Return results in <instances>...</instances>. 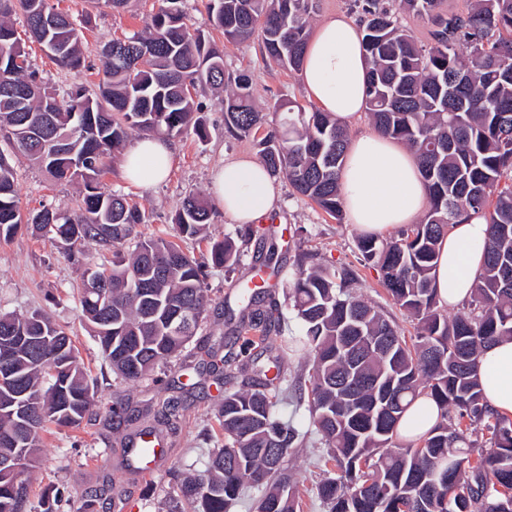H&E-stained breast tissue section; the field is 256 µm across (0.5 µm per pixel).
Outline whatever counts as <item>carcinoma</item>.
Instances as JSON below:
<instances>
[{"label": "carcinoma", "instance_id": "cac0c4a2", "mask_svg": "<svg viewBox=\"0 0 512 512\" xmlns=\"http://www.w3.org/2000/svg\"><path fill=\"white\" fill-rule=\"evenodd\" d=\"M150 17L145 36L102 47L99 93L77 86L59 99L43 86L15 30L25 18L31 38L60 68L85 66L81 34L69 15L47 0H0V239L26 223L70 246L124 244L147 223L146 212L105 187L100 176L111 152L135 133L178 136L191 129L203 141L206 121L193 89H225L224 128L254 138L271 175L288 179L300 196L342 220L340 173L347 129L327 112L299 104L270 105L271 126L254 104L249 72H224V52L181 9V0ZM354 0L369 61L366 114L377 132L403 142L418 160L428 190L423 218L396 237L362 235L356 247L379 268L387 295L416 321L414 339L356 294L349 265H327L299 254L286 298L300 334L288 337L293 356L310 362L297 401L321 436L325 461L341 475L317 485L326 512H512V419L487 404L477 373L486 343L512 336V0H468L449 14L444 0ZM212 25L240 43L261 29L266 56L300 69L316 0H209ZM427 19L426 41L400 25L398 12ZM53 178L81 182L78 212L44 206L23 216L15 182L22 161ZM486 217L484 267L468 311L448 317L433 286L439 241L465 214ZM208 202L185 197L172 223L186 238L210 223ZM198 259L162 236L140 238L113 252L108 273L84 271L79 305L116 378L137 382L179 356L195 336L207 306L204 281L213 264L233 267L243 248L226 238ZM244 318L233 343L261 356L272 347V309L262 285L242 294ZM39 336L17 345L0 369V512H27L28 485L48 425L76 426L90 413L94 392L72 338L40 311L0 313L1 336ZM27 394L17 398L16 381ZM284 376L224 390L218 421L224 446L206 470L183 478L167 512H232L246 486L263 490L256 512H299L288 457L304 436L275 415ZM431 397L443 420L401 446L397 423L410 400ZM392 412H379L383 399ZM37 415L21 424L19 401ZM177 396L157 403L155 420L180 430ZM490 433L483 440L479 434Z\"/></svg>", "mask_w": 512, "mask_h": 512}]
</instances>
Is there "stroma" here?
Listing matches in <instances>:
<instances>
[{
  "mask_svg": "<svg viewBox=\"0 0 512 512\" xmlns=\"http://www.w3.org/2000/svg\"><path fill=\"white\" fill-rule=\"evenodd\" d=\"M48 3L67 12L80 28L85 68L78 71L59 68L30 38L21 15L11 16L10 22L48 86L61 95L77 86L96 91L103 69L100 56L103 42L142 31L161 6V0H129L124 10L112 12L93 8L90 0H48ZM184 6L195 26L208 30L215 43L223 46L226 71H250L258 104L264 106L279 100L309 105L299 72L265 60L260 36L243 43L225 42L223 34L211 26L206 0H185ZM195 100L204 108L208 137L202 142L187 132L170 138L172 169L165 181L147 190L132 187L121 179L119 161L115 158L108 160L101 176L102 183L137 203L149 215L148 223L138 225L139 235L171 232V219L186 195L194 193L212 199L210 175L218 165L239 157L258 156L253 139H237L226 133L223 92L203 86L198 88ZM278 185L277 208L269 219L259 223V231L248 243L241 263L232 269L209 268L206 280L209 304L196 336L181 356L159 366L148 379L136 384L115 378L82 320L78 302L82 268L70 258L67 245L34 232L27 224L12 239L0 241V310L38 309L49 314L71 335L89 378L97 384L94 406L80 425H53L44 432L29 488L32 512H41L42 500L56 488L64 494L62 512H79L86 493L106 483L115 484L118 494L107 498L104 512H158L177 494L175 473L205 470L210 453L223 443L217 413L224 392L208 377L196 373L193 366L203 360L202 349L208 341L230 335L232 326L228 317L242 309L239 292L254 274L256 253H273V262L269 269L263 270L262 276L267 289L278 295L296 266L299 252L311 250L323 262L352 265L360 276L361 298L382 307L406 336H413L412 319L388 298L379 269L360 263L355 226L346 220L332 219L294 193L286 180H279ZM17 187L20 206L25 212L44 204L75 212L82 202L81 184L54 180L27 163L17 169ZM173 386L183 389L181 431L177 437L168 439L156 473L145 480L124 466L126 438L148 422L147 408L158 398L167 396ZM119 399L128 402L131 419L117 425L112 423L108 410ZM296 421L301 431L308 434L304 446L289 461L297 481L300 512H324L316 497V484L324 475L325 450L317 434L310 431L306 409L298 410Z\"/></svg>",
  "mask_w": 512,
  "mask_h": 512,
  "instance_id": "35a3bbf8",
  "label": "stroma"
}]
</instances>
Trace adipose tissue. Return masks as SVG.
Returning <instances> with one entry per match:
<instances>
[{"label": "adipose tissue", "mask_w": 512, "mask_h": 512, "mask_svg": "<svg viewBox=\"0 0 512 512\" xmlns=\"http://www.w3.org/2000/svg\"><path fill=\"white\" fill-rule=\"evenodd\" d=\"M367 71L357 23L335 15L320 23L308 42L300 77L321 111L348 127L365 110ZM172 156L166 141L144 135L123 153L120 170L128 183L148 189L167 178ZM341 184L348 219L365 234L382 237L401 229L427 205L413 153L378 133L352 136ZM212 187L225 215L238 224L257 223L277 207L279 190L273 179L261 162L248 157L219 166ZM487 237L486 220L478 215L449 227L434 280L442 304L454 307L470 298ZM478 375L489 407L512 417V338H501L483 349ZM440 420L439 407L422 395L405 412L397 432L400 438L415 439Z\"/></svg>", "instance_id": "obj_1"}]
</instances>
